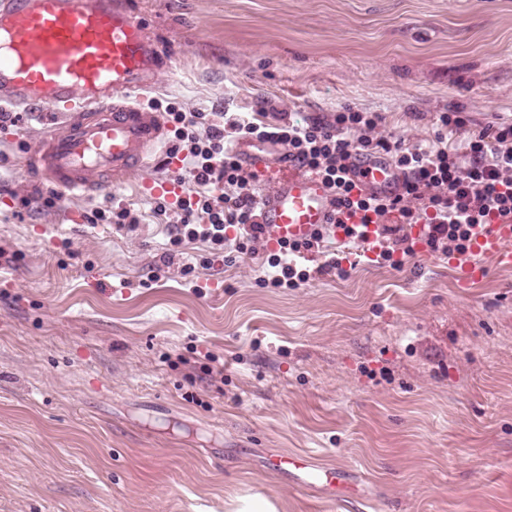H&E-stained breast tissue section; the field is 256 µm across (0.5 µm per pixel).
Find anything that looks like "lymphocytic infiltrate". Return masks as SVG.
<instances>
[{"instance_id": "f902f5d3", "label": "lymphocytic infiltrate", "mask_w": 512, "mask_h": 512, "mask_svg": "<svg viewBox=\"0 0 512 512\" xmlns=\"http://www.w3.org/2000/svg\"><path fill=\"white\" fill-rule=\"evenodd\" d=\"M167 116L174 132V154L180 155L192 187L177 199L180 222L171 231L170 244L200 239L210 245L212 257H223L227 246L250 250L266 232L257 221V179L228 148L233 140H255L286 148L289 161L321 175L334 192L336 227L348 237L363 239L364 225L396 212L406 223L422 224L423 241L434 252L466 254L479 228L499 220L512 224V122L491 125L471 134L464 152L444 138L430 148L403 147L401 140L378 135L381 118L374 112L351 109L337 113L333 122L306 125L265 124L233 119L209 123L206 134L197 131V119L175 107ZM383 154L405 173L400 192L378 196L363 191L354 173L357 157ZM361 212L359 227H345L343 216ZM323 231L311 240L281 244L270 261L276 272L270 288H295L307 282L309 272L285 257L311 249Z\"/></svg>"}]
</instances>
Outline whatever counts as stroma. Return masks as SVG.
Returning <instances> with one entry per match:
<instances>
[{"mask_svg": "<svg viewBox=\"0 0 512 512\" xmlns=\"http://www.w3.org/2000/svg\"><path fill=\"white\" fill-rule=\"evenodd\" d=\"M164 53L142 105L268 124L381 113L406 145L456 110L512 119V0H126ZM57 113L0 124V512H512V269L461 284L408 239L392 263L336 238L311 278L274 252L169 254L151 180L64 196L24 160ZM136 227L93 224L113 200ZM338 269L318 273L330 257ZM340 470L294 486L276 454Z\"/></svg>", "mask_w": 512, "mask_h": 512, "instance_id": "1", "label": "stroma"}]
</instances>
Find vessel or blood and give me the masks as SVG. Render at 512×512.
Masks as SVG:
<instances>
[{"label": "vessel or blood", "instance_id": "1", "mask_svg": "<svg viewBox=\"0 0 512 512\" xmlns=\"http://www.w3.org/2000/svg\"><path fill=\"white\" fill-rule=\"evenodd\" d=\"M162 65L159 43L123 0H0V107L47 105L62 112L29 152L28 173L65 193H97L124 181L166 144L158 112L131 101L134 91H151ZM248 156L270 189L259 204V223L274 242H302L330 224L334 193L319 174L290 162L277 165L233 144ZM367 193L392 187L398 175L380 159L359 164ZM472 251L481 261L512 266V224L484 225ZM480 261V263H481ZM480 263L461 265L462 282L478 278ZM301 487L336 483L332 469L313 467L299 456L281 458Z\"/></svg>", "mask_w": 512, "mask_h": 512}]
</instances>
